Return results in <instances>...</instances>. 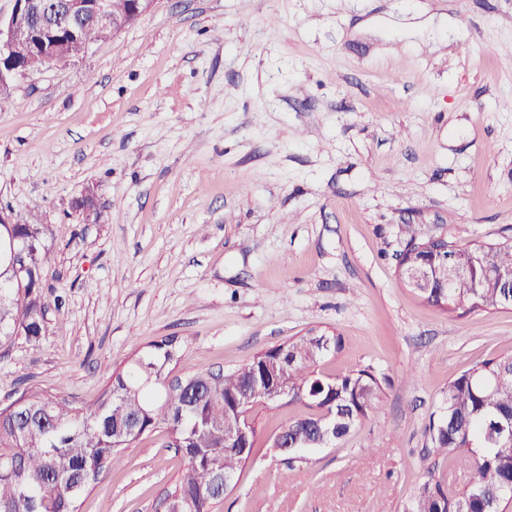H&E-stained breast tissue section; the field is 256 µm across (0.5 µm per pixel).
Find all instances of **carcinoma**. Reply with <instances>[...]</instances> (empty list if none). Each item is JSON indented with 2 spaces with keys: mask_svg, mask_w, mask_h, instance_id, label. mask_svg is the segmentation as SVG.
Masks as SVG:
<instances>
[{
  "mask_svg": "<svg viewBox=\"0 0 512 512\" xmlns=\"http://www.w3.org/2000/svg\"><path fill=\"white\" fill-rule=\"evenodd\" d=\"M43 50L0 63L5 69L41 67ZM49 225L36 214L14 225L15 244L26 249L27 265L8 268L0 259V344L43 331L34 289L43 285ZM405 268L438 270L435 287L418 292L425 302L457 317L475 311L512 310V288L497 272L512 270V244L459 246L448 243V263L410 236L400 259ZM341 349L326 332L305 334L256 354L216 377L200 370L183 377L185 387L167 390L181 351L177 336L139 349L126 369L92 403H80L64 388L32 389L0 409V512H81L80 499L100 474L140 438L164 432L187 466L164 498L165 512H216L224 496L211 488L214 474L241 469L230 452L240 419L257 406L302 405L308 413L288 423L290 437L323 448L339 442L368 417L388 378L369 368L334 377L319 363ZM275 371L282 397L262 392ZM512 353L484 360L448 382L430 421L431 447L448 461V471L465 474L463 485L431 473L405 512H502L512 500Z\"/></svg>",
  "mask_w": 512,
  "mask_h": 512,
  "instance_id": "1",
  "label": "carcinoma"
}]
</instances>
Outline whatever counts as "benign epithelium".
Wrapping results in <instances>:
<instances>
[{"instance_id": "obj_1", "label": "benign epithelium", "mask_w": 512, "mask_h": 512, "mask_svg": "<svg viewBox=\"0 0 512 512\" xmlns=\"http://www.w3.org/2000/svg\"><path fill=\"white\" fill-rule=\"evenodd\" d=\"M154 0H130V10L121 16L111 12L109 0H13L10 16L0 18V61L38 42L45 50V65L58 58L51 42L64 33L77 35L83 21L90 19L112 27L117 34L149 11Z\"/></svg>"}]
</instances>
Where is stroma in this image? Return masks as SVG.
Returning a JSON list of instances; mask_svg holds the SVG:
<instances>
[{"label":"stroma","instance_id":"obj_1","mask_svg":"<svg viewBox=\"0 0 512 512\" xmlns=\"http://www.w3.org/2000/svg\"><path fill=\"white\" fill-rule=\"evenodd\" d=\"M0 207L51 227L43 332L0 347V408L61 384L94 401L167 335L188 374L321 328L342 340L321 370L383 373L381 400L289 466L267 441L304 407L257 408L219 512H403L448 471L426 427L449 381L512 353L511 310L453 318L398 276L406 224L512 240V0H155L14 84ZM186 465L146 436L82 512H163Z\"/></svg>","mask_w":512,"mask_h":512}]
</instances>
